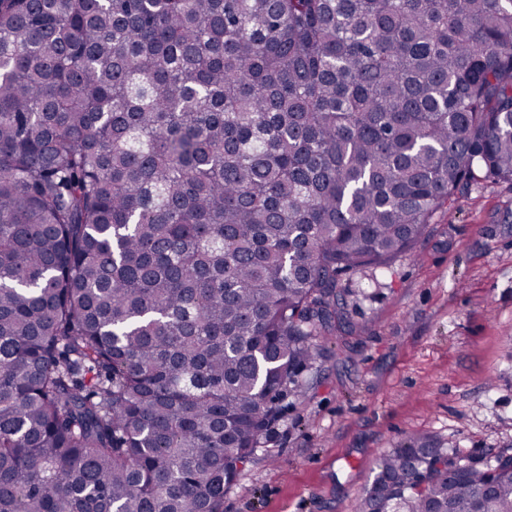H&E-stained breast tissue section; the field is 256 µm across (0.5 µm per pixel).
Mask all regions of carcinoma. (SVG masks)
<instances>
[{
  "label": "carcinoma",
  "mask_w": 512,
  "mask_h": 512,
  "mask_svg": "<svg viewBox=\"0 0 512 512\" xmlns=\"http://www.w3.org/2000/svg\"><path fill=\"white\" fill-rule=\"evenodd\" d=\"M480 180L512 0H0V512H224ZM357 512H512V458L414 433Z\"/></svg>",
  "instance_id": "obj_1"
}]
</instances>
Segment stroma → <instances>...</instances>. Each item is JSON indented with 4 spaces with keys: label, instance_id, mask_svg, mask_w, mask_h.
I'll use <instances>...</instances> for the list:
<instances>
[{
    "label": "stroma",
    "instance_id": "stroma-1",
    "mask_svg": "<svg viewBox=\"0 0 512 512\" xmlns=\"http://www.w3.org/2000/svg\"><path fill=\"white\" fill-rule=\"evenodd\" d=\"M344 284L352 332L224 512H356L379 455L415 432L512 455V184L471 185L412 253Z\"/></svg>",
    "mask_w": 512,
    "mask_h": 512
}]
</instances>
